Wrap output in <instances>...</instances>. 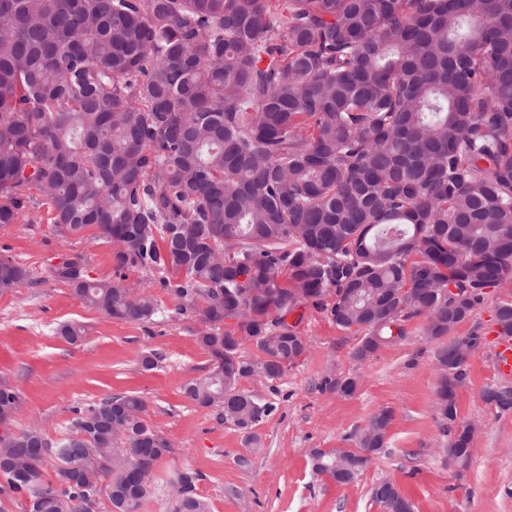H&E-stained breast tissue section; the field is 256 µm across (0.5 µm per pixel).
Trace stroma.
<instances>
[{
  "label": "stroma",
  "instance_id": "1",
  "mask_svg": "<svg viewBox=\"0 0 512 512\" xmlns=\"http://www.w3.org/2000/svg\"><path fill=\"white\" fill-rule=\"evenodd\" d=\"M77 254L90 278L149 291L160 316L131 323L86 306L53 275ZM1 256L27 272L0 292V375L9 377L22 402L11 431L37 427L57 441L70 435L75 408L134 393L147 404L148 422L172 445L159 464L161 478L186 469L199 473L197 492L211 512H383L371 489L386 479L404 490L414 512H512V412L483 398L501 381L490 342L472 353L457 390V424L476 426L470 459L460 467L448 461L450 437L434 410L436 343L423 321L409 322L406 336L360 362L352 356L356 335L325 312L304 308L298 331L307 348L298 363L280 379L240 384L273 407L254 428L261 442L255 453L220 408L198 406L182 392L206 373L210 357L197 343L196 318L175 312L166 283L176 273L117 268L113 246L98 230L60 235L46 208L33 203L20 221L0 226ZM65 323L83 328L82 342L59 336ZM149 353L158 362L146 370L140 358ZM346 380L356 384L349 395L338 388ZM382 409L393 412L387 445L355 482L339 485L314 472L313 450L357 447L370 416Z\"/></svg>",
  "mask_w": 512,
  "mask_h": 512
}]
</instances>
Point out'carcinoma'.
Instances as JSON below:
<instances>
[{
  "instance_id": "obj_1",
  "label": "carcinoma",
  "mask_w": 512,
  "mask_h": 512,
  "mask_svg": "<svg viewBox=\"0 0 512 512\" xmlns=\"http://www.w3.org/2000/svg\"><path fill=\"white\" fill-rule=\"evenodd\" d=\"M36 198L61 235L98 229L118 268L183 274L170 292L212 360L184 394L257 452L271 405L238 384L304 355L295 305L363 333L365 360L419 317L433 340L452 335L512 276V0H0V224ZM53 273L113 319L161 314L146 290L90 279L79 255ZM25 278L0 267V291ZM493 316L512 337V299ZM480 340L435 354L458 464L472 435L455 427L457 389ZM484 399L512 411V386ZM19 408L1 376L0 413ZM74 413L55 443L37 427L0 436V512L17 498L101 512L103 494L137 512L155 493L171 443L140 396ZM392 420L374 414L358 451L314 452L315 471L357 479ZM197 479L168 481L171 512H210ZM371 495L413 512L391 480Z\"/></svg>"
}]
</instances>
